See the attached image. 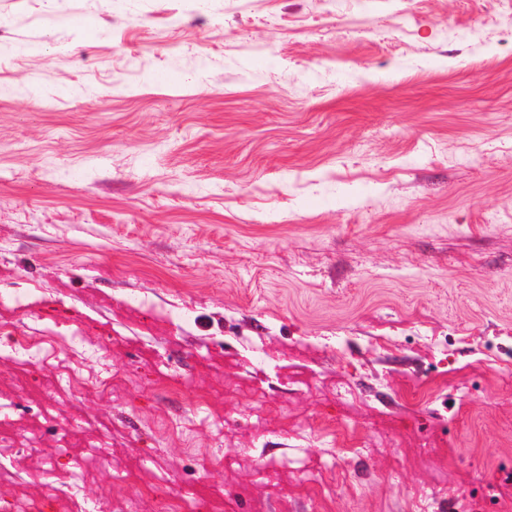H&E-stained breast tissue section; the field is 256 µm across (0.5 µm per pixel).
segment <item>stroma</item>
I'll list each match as a JSON object with an SVG mask.
<instances>
[{
    "label": "stroma",
    "mask_w": 512,
    "mask_h": 512,
    "mask_svg": "<svg viewBox=\"0 0 512 512\" xmlns=\"http://www.w3.org/2000/svg\"><path fill=\"white\" fill-rule=\"evenodd\" d=\"M0 29V315L140 377L106 403L0 359V495L53 462L115 512L168 478L314 512L303 468L335 512H512V0H0ZM321 417L365 450L327 463Z\"/></svg>",
    "instance_id": "35a3bbf8"
}]
</instances>
